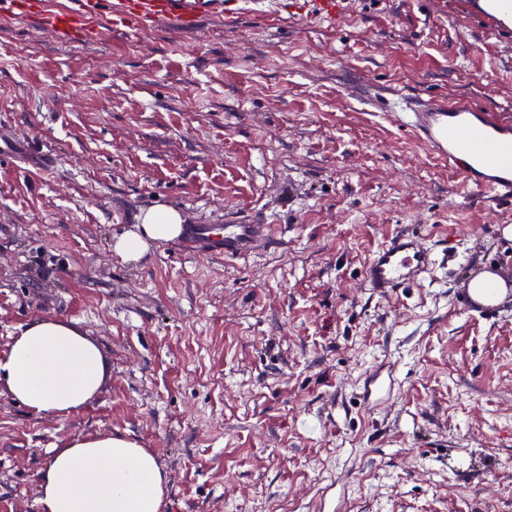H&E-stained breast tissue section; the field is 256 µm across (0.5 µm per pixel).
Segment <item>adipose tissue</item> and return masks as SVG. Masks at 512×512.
Here are the masks:
<instances>
[{"label":"adipose tissue","instance_id":"ef3b65f1","mask_svg":"<svg viewBox=\"0 0 512 512\" xmlns=\"http://www.w3.org/2000/svg\"><path fill=\"white\" fill-rule=\"evenodd\" d=\"M183 217L158 205L143 212L135 230L116 239L125 261L139 260L159 242L176 239ZM105 364L81 330L53 317L21 327L5 357L0 382L37 414L67 416L100 392ZM166 477L154 454L122 435L75 437L56 450L40 475L44 512H160Z\"/></svg>","mask_w":512,"mask_h":512}]
</instances>
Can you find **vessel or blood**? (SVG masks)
<instances>
[{"instance_id": "obj_1", "label": "vessel or blood", "mask_w": 512, "mask_h": 512, "mask_svg": "<svg viewBox=\"0 0 512 512\" xmlns=\"http://www.w3.org/2000/svg\"><path fill=\"white\" fill-rule=\"evenodd\" d=\"M240 0H76L75 7L55 8L50 0H0V10L34 20L58 35L89 22L134 19L140 28L167 23L190 30L202 18L230 13ZM466 19L484 31L512 39V0H459ZM387 111L431 154L458 173L465 189L493 194L512 203V121L473 103L448 101L443 95L402 96ZM271 224H249L228 214L224 225L190 224L180 240L192 255L237 259L251 256L273 236ZM437 264L435 249L417 234L401 232L382 241L362 268L366 288L390 298L413 287Z\"/></svg>"}]
</instances>
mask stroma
Segmentation results:
<instances>
[{
	"label": "stroma",
	"mask_w": 512,
	"mask_h": 512,
	"mask_svg": "<svg viewBox=\"0 0 512 512\" xmlns=\"http://www.w3.org/2000/svg\"><path fill=\"white\" fill-rule=\"evenodd\" d=\"M456 2L103 22L94 41L0 13V135L54 160H0V357L56 317L107 366L65 418L0 385V512H43L54 450L114 434L165 472L160 512H512V292L491 316L461 303L479 274L512 285L504 208L368 102L444 94L512 120V47ZM157 205L281 232L244 259L168 241L121 260ZM397 231L445 264L384 300L361 271Z\"/></svg>",
	"instance_id": "35a3bbf8"
}]
</instances>
